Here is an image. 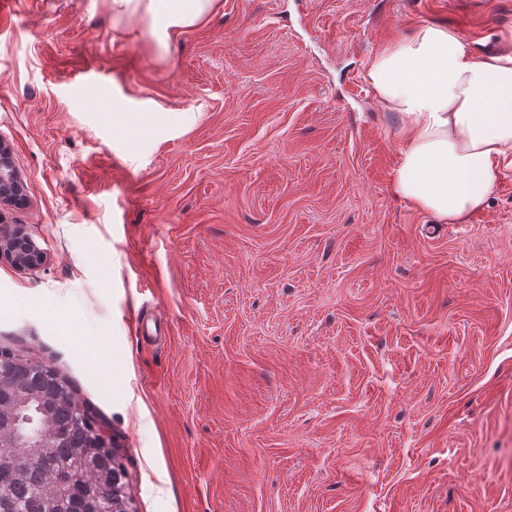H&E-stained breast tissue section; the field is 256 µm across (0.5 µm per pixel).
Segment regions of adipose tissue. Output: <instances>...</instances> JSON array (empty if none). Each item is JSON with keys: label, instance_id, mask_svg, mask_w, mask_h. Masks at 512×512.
<instances>
[{"label": "adipose tissue", "instance_id": "obj_1", "mask_svg": "<svg viewBox=\"0 0 512 512\" xmlns=\"http://www.w3.org/2000/svg\"><path fill=\"white\" fill-rule=\"evenodd\" d=\"M160 36L195 25L219 0H110ZM364 81L396 121L394 194L441 224H466L512 169V51L479 55L462 33L422 22L367 61Z\"/></svg>", "mask_w": 512, "mask_h": 512}]
</instances>
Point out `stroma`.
Segmentation results:
<instances>
[{
    "mask_svg": "<svg viewBox=\"0 0 512 512\" xmlns=\"http://www.w3.org/2000/svg\"><path fill=\"white\" fill-rule=\"evenodd\" d=\"M421 21L493 52L512 0H221L167 39L0 12V225L48 255L0 256V347L70 381L131 512H512V171L433 223L363 79ZM24 181L12 157L11 147L0 140V204L24 203Z\"/></svg>",
    "mask_w": 512,
    "mask_h": 512,
    "instance_id": "stroma-1",
    "label": "stroma"
}]
</instances>
